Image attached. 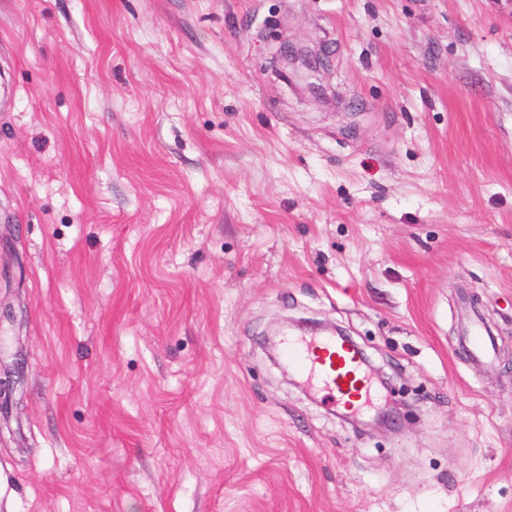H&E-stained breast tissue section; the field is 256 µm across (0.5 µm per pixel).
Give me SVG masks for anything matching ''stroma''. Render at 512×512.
Returning <instances> with one entry per match:
<instances>
[{
  "label": "stroma",
  "mask_w": 512,
  "mask_h": 512,
  "mask_svg": "<svg viewBox=\"0 0 512 512\" xmlns=\"http://www.w3.org/2000/svg\"><path fill=\"white\" fill-rule=\"evenodd\" d=\"M3 72L0 512H512V0H0ZM284 319L397 429L284 382ZM276 58L279 71L287 81L295 78L302 84L304 93L320 99L326 97V89L319 83L326 60L319 50L285 40L279 45ZM288 327L289 329L299 332L301 334L336 333V335H342L341 331L337 327L335 328L331 324L313 320H288L283 323L275 324L263 335L261 342L267 357L271 362H273L274 365L280 366L278 358L280 339L284 331L288 330ZM281 372L283 377L289 381V384L301 387V385L295 379L290 377L287 367H281ZM465 347L475 363L490 361L495 353V343L485 326L479 320H473L463 336Z\"/></svg>",
  "instance_id": "1"
}]
</instances>
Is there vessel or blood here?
<instances>
[{
    "instance_id": "b4317fda",
    "label": "vessel or blood",
    "mask_w": 512,
    "mask_h": 512,
    "mask_svg": "<svg viewBox=\"0 0 512 512\" xmlns=\"http://www.w3.org/2000/svg\"><path fill=\"white\" fill-rule=\"evenodd\" d=\"M463 340L472 361L485 363L493 358L495 343L480 321L469 324ZM281 356L299 377L348 410H360L374 399L372 384L357 352L335 337H286Z\"/></svg>"
}]
</instances>
